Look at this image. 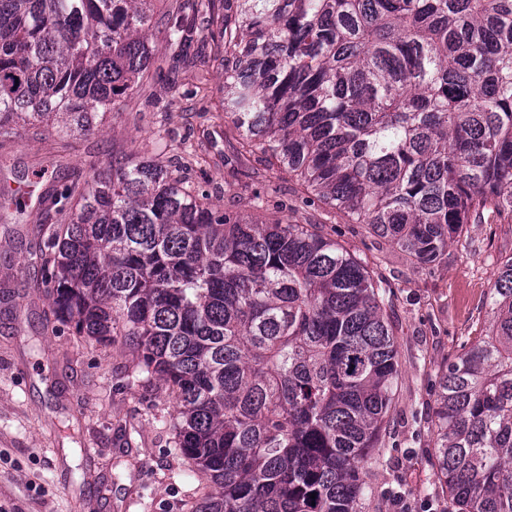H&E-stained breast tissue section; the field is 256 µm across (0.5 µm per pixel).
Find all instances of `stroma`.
I'll return each instance as SVG.
<instances>
[{
    "label": "stroma",
    "mask_w": 512,
    "mask_h": 512,
    "mask_svg": "<svg viewBox=\"0 0 512 512\" xmlns=\"http://www.w3.org/2000/svg\"><path fill=\"white\" fill-rule=\"evenodd\" d=\"M223 82L208 52L177 78L146 75L99 130L69 136L43 123L0 143V191L14 200L0 213V512H188L206 485L175 449L169 386L142 373L133 346L99 343L57 321L29 261L41 244L39 197L134 152L159 155L201 183L219 209L247 212L253 190L273 187L262 219L320 223L391 284L399 380L379 446L363 463L358 509L456 512L436 479L435 380L461 341L482 334L497 262L512 253V221L468 225V247H450L433 267L417 264L365 225L304 205L287 175L238 158L224 134ZM231 177L242 186L236 199L224 195Z\"/></svg>",
    "instance_id": "stroma-1"
}]
</instances>
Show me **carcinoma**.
<instances>
[{"label":"carcinoma","mask_w":512,"mask_h":512,"mask_svg":"<svg viewBox=\"0 0 512 512\" xmlns=\"http://www.w3.org/2000/svg\"><path fill=\"white\" fill-rule=\"evenodd\" d=\"M151 2L0 0V139L89 130L162 69ZM211 2L170 3L167 49L200 20L224 49L239 155L421 265L512 218V0ZM207 199L157 155L44 198L55 314L175 389L176 446L212 487L191 512H358L398 378L391 285L315 224ZM435 396L437 480L459 512H512V254Z\"/></svg>","instance_id":"carcinoma-1"}]
</instances>
